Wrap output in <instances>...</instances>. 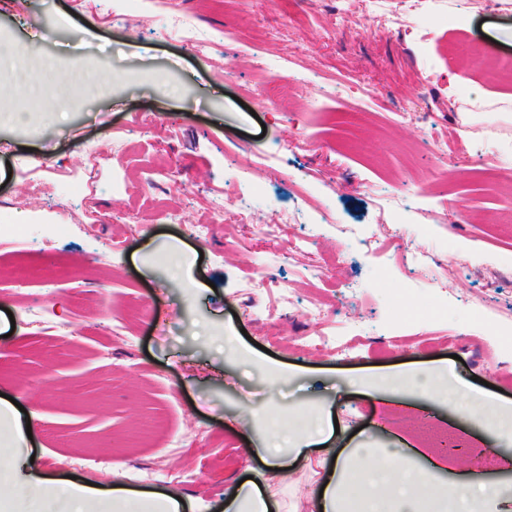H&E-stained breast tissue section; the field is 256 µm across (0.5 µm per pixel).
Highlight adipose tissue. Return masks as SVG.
<instances>
[{
  "instance_id": "adipose-tissue-1",
  "label": "adipose tissue",
  "mask_w": 512,
  "mask_h": 512,
  "mask_svg": "<svg viewBox=\"0 0 512 512\" xmlns=\"http://www.w3.org/2000/svg\"><path fill=\"white\" fill-rule=\"evenodd\" d=\"M266 465L265 471L229 487L224 498V512H277L279 505L263 489L266 479L285 475L288 455L278 448L264 447L258 451ZM68 489L72 501L87 498L104 505L107 512H123L130 499L126 488H98L88 485L67 486L65 481L29 469L26 479H12L9 492L28 495L35 488ZM443 491L440 483L422 467L412 462H399L396 451L373 458L368 449L353 448L338 453L330 474L324 475L317 488L310 490L309 512H365L368 505H377L397 497V512H422L427 500Z\"/></svg>"
}]
</instances>
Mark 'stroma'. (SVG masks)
<instances>
[{
	"mask_svg": "<svg viewBox=\"0 0 512 512\" xmlns=\"http://www.w3.org/2000/svg\"><path fill=\"white\" fill-rule=\"evenodd\" d=\"M182 9L213 36V55L168 37L161 0H15L0 11V98L23 97L20 63L112 68L94 96L50 85L62 111L0 121V224L27 229L38 264L66 267L103 300L97 311L76 307L66 284L0 293V393L23 407L0 418V459L121 484L134 493L128 512H152L143 493L169 491L192 512H221L228 486L261 468L256 449L300 447V407L337 418L329 448L377 458L393 448L438 480L472 469L512 487V438L488 428L512 417V224L498 221L512 203V119L499 114L512 76L486 80L512 56V0H182ZM384 10L412 14V28L382 31ZM340 12L350 18L342 29ZM263 73L287 111L253 99ZM143 114L152 124L139 123ZM89 141L111 144L109 158L90 163ZM24 161L38 167L45 196L31 198ZM178 162L187 172L176 186L150 180ZM408 174L429 192L384 211L379 195ZM228 180L237 197L225 222L210 238L190 236ZM134 206L140 221L130 224ZM243 208L296 218L263 241ZM91 209L98 223H86ZM459 210L468 223H451ZM169 211L181 223L164 220ZM383 226L403 231L398 247L374 249ZM303 236L312 245L296 250ZM413 252L425 263L410 270L402 258ZM452 253L460 263L449 264ZM314 265L326 266L323 279L308 276ZM249 273L287 283L288 301L256 314ZM312 296L331 309L348 298L324 332L349 351L311 347ZM142 303L145 320L133 314ZM421 368L439 388L450 370L469 380L467 411L388 391L385 373ZM25 419L31 435L21 440L15 423ZM328 464L326 450L311 449L272 484L281 512H306Z\"/></svg>",
	"mask_w": 512,
	"mask_h": 512,
	"instance_id": "1",
	"label": "stroma"
}]
</instances>
